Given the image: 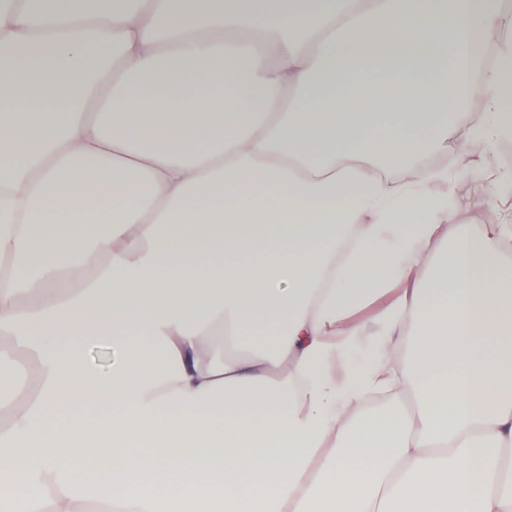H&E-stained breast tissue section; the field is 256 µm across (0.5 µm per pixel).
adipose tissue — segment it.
Here are the masks:
<instances>
[{
  "label": "adipose tissue",
  "mask_w": 512,
  "mask_h": 512,
  "mask_svg": "<svg viewBox=\"0 0 512 512\" xmlns=\"http://www.w3.org/2000/svg\"><path fill=\"white\" fill-rule=\"evenodd\" d=\"M511 93L512 0L1 5L16 512H512ZM498 145L492 144L485 150L483 163L479 172L459 173L458 183L462 194L472 198L473 203L464 208L461 212L462 216L475 225L477 229L482 230L490 224H496L495 203L485 199L479 192V184L492 178L499 172L508 170L501 167L498 160ZM87 362L96 369H106L113 360L112 347L99 341H88L83 346Z\"/></svg>",
  "instance_id": "adipose-tissue-1"
}]
</instances>
